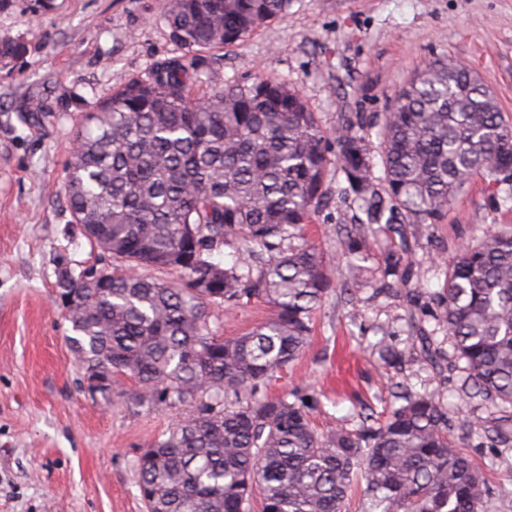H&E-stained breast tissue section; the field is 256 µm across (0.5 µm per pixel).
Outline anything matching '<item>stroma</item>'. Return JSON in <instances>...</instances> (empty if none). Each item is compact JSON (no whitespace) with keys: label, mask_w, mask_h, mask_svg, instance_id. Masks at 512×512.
Masks as SVG:
<instances>
[{"label":"stroma","mask_w":512,"mask_h":512,"mask_svg":"<svg viewBox=\"0 0 512 512\" xmlns=\"http://www.w3.org/2000/svg\"><path fill=\"white\" fill-rule=\"evenodd\" d=\"M170 0H9L0 8V39L26 43L25 56L0 67V512H146L134 460L191 407L148 412L123 398L92 396L65 340L70 326L56 300L61 265L80 270L110 264L74 224L54 191L66 177L80 113L143 75L159 57L182 54L164 23ZM214 80L251 71L288 82L325 131L340 114L375 120L430 61L463 64L491 91L512 124V0H291L288 10L229 48L208 52ZM43 97L42 125L27 126L14 110ZM356 205L329 201L303 238L328 262L339 261L340 224L357 223ZM512 226L482 178L456 197L432 229L411 241L410 286L427 297L443 288L446 264L483 230ZM364 262L352 298L332 296L314 313L310 340L297 361L273 380L283 394L308 386L312 414L325 431L359 404L383 411L392 386L427 389L452 399L454 419L477 418L472 404L453 400L447 373L424 363L418 374L397 368L377 375L369 345L386 339L417 345L420 329L403 295L375 293L389 231ZM271 315L251 300L232 312L213 307L209 326L239 336ZM485 472L486 512H512V466L494 465L496 449L468 447Z\"/></svg>","instance_id":"35a3bbf8"}]
</instances>
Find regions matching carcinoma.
I'll return each mask as SVG.
<instances>
[{
	"instance_id": "cac0c4a2",
	"label": "carcinoma",
	"mask_w": 512,
	"mask_h": 512,
	"mask_svg": "<svg viewBox=\"0 0 512 512\" xmlns=\"http://www.w3.org/2000/svg\"><path fill=\"white\" fill-rule=\"evenodd\" d=\"M289 0H170L165 23L186 49L153 61L112 95L86 108L63 197L73 223L112 265L90 277L69 267L57 275V300L70 323L75 363L125 378V397L149 412L190 406L193 414L135 460L146 512H247L259 490L263 512H345L354 481L360 512H485L483 472L454 434L451 409L434 393L401 385L382 417L369 405L358 424L316 430L317 397L270 394L277 373L301 355L313 312L333 291L349 294L375 245L371 225L399 236L383 256L375 291L406 285L414 260L409 239L430 236L448 205L476 175L512 202V127L492 94L464 68L436 62L396 96L382 120L342 114L329 138L295 89L254 73L214 86L201 51L229 46L285 13ZM26 53L0 40V63ZM46 106L32 95L18 108L24 124ZM379 140L381 172L371 155ZM336 165L339 200L358 203L362 227L345 229L346 267L314 247L285 242L326 206L325 180ZM231 240L230 263L213 251ZM269 253L252 269L256 248ZM144 266L179 274L142 275ZM442 291L420 307L435 322L420 352L376 346L378 365L414 368L445 362L457 374L458 399L491 405L492 424L468 431L491 446L512 436V228L482 232L445 270ZM260 299L271 316L224 338L208 310ZM444 333L448 348L436 337Z\"/></svg>"
}]
</instances>
